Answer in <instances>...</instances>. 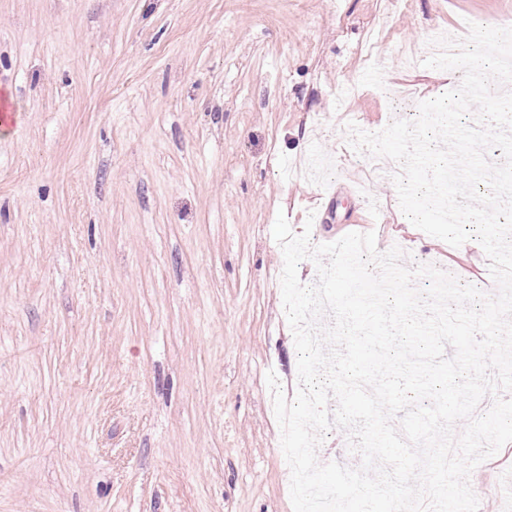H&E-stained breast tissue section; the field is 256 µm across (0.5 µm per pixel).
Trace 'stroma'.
Returning <instances> with one entry per match:
<instances>
[{
    "mask_svg": "<svg viewBox=\"0 0 512 512\" xmlns=\"http://www.w3.org/2000/svg\"><path fill=\"white\" fill-rule=\"evenodd\" d=\"M512 0H0V512H293L272 230L445 268L350 151ZM382 72L384 81L370 79ZM356 182V196L338 195Z\"/></svg>",
    "mask_w": 512,
    "mask_h": 512,
    "instance_id": "1",
    "label": "stroma"
}]
</instances>
